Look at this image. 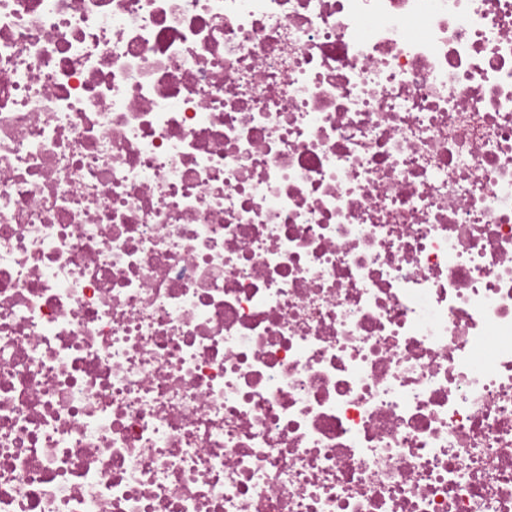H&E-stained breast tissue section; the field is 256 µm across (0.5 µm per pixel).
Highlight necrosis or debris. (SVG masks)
<instances>
[{
    "label": "necrosis or debris",
    "instance_id": "obj_1",
    "mask_svg": "<svg viewBox=\"0 0 512 512\" xmlns=\"http://www.w3.org/2000/svg\"><path fill=\"white\" fill-rule=\"evenodd\" d=\"M0 512H512V0H0Z\"/></svg>",
    "mask_w": 512,
    "mask_h": 512
}]
</instances>
